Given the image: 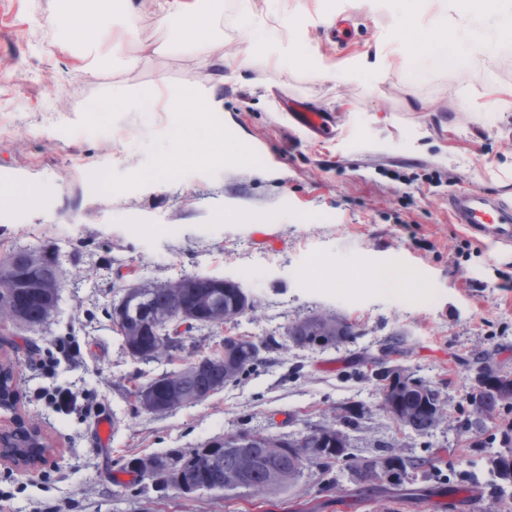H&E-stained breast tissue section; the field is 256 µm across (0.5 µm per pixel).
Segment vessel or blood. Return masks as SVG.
Wrapping results in <instances>:
<instances>
[{
  "instance_id": "vessel-or-blood-1",
  "label": "vessel or blood",
  "mask_w": 512,
  "mask_h": 512,
  "mask_svg": "<svg viewBox=\"0 0 512 512\" xmlns=\"http://www.w3.org/2000/svg\"><path fill=\"white\" fill-rule=\"evenodd\" d=\"M296 125L322 136L330 127V113L299 104L291 115ZM448 213L454 223L466 226L490 245L512 247V199L476 189L456 190L448 196Z\"/></svg>"
}]
</instances>
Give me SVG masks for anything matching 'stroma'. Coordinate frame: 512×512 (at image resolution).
Instances as JSON below:
<instances>
[{
    "mask_svg": "<svg viewBox=\"0 0 512 512\" xmlns=\"http://www.w3.org/2000/svg\"><path fill=\"white\" fill-rule=\"evenodd\" d=\"M333 0H252L256 24L287 36L307 20L303 52L322 58L321 77L262 59L225 72L224 133L246 158L229 159L223 141L172 149L165 112H90L89 101L117 83L151 89L215 79L197 54L177 50L185 17L158 25L146 17L130 50L135 69L98 65L79 71L85 30L67 42L56 20L63 0H0V187L39 190L30 204L0 205V257L31 245L53 251L64 283L50 323L33 332L0 329V357L20 371L21 410L48 435V463L25 474L0 463V512H435L446 494L439 480L455 476L457 512H512V489L500 490L487 470V449L464 431L476 358L489 357L512 376V249L474 240L448 217V195L467 187L512 198V44L466 64L416 60L393 41L394 30L465 50L463 41L429 27L407 9L399 17L369 14L360 0H342V18L356 36L340 46L323 18ZM242 0H218L201 38L225 63L245 58ZM386 66L365 81L339 78L351 59ZM299 97L337 115L318 137L288 120ZM108 181L90 186L91 171ZM407 273L410 284L375 287L374 272ZM186 275L229 279L254 308L227 328L193 329L190 341L216 353L224 334L265 342L255 372L204 402L160 415L137 409L129 396L163 371L125 354L109 314L124 288ZM331 313L356 324L353 340L300 348L288 326ZM404 343L387 351L391 336ZM54 377L34 364L60 343ZM390 356L424 379L447 405L428 436L401 429L376 408L371 361ZM77 384L94 397L116 429L109 449L96 444L92 420L78 410L52 411L44 389ZM369 406L350 430L358 455L395 449L424 457L437 480L406 478L402 486L365 492L341 476L331 483L305 469L282 492L200 491L183 496L151 483L118 481L136 457L194 448L248 429L296 435L335 422L344 407Z\"/></svg>",
    "mask_w": 512,
    "mask_h": 512,
    "instance_id": "obj_1",
    "label": "stroma"
}]
</instances>
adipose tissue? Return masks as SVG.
I'll list each match as a JSON object with an SVG mask.
<instances>
[{
	"instance_id": "ef3b65f1",
	"label": "adipose tissue",
	"mask_w": 512,
	"mask_h": 512,
	"mask_svg": "<svg viewBox=\"0 0 512 512\" xmlns=\"http://www.w3.org/2000/svg\"><path fill=\"white\" fill-rule=\"evenodd\" d=\"M417 10L429 14L432 27L447 30L449 39L465 37L472 56L484 55L492 43L512 42V0H413ZM184 0H67V7L58 19L59 26L70 37H78L81 26L97 31L99 39L92 48L95 56L120 61L126 69H135L140 59L129 52V45L138 33V22L146 15L159 22L185 12ZM241 23L248 28L249 54L287 66L294 56L292 48L304 39L303 27L293 29L290 38L254 27L251 15H243ZM163 99V109L176 116L192 113L196 123L193 135L210 136L220 132L224 104L213 85H164L162 92L137 90L125 84L112 88L101 100L90 101V112H151L156 99Z\"/></svg>"
}]
</instances>
